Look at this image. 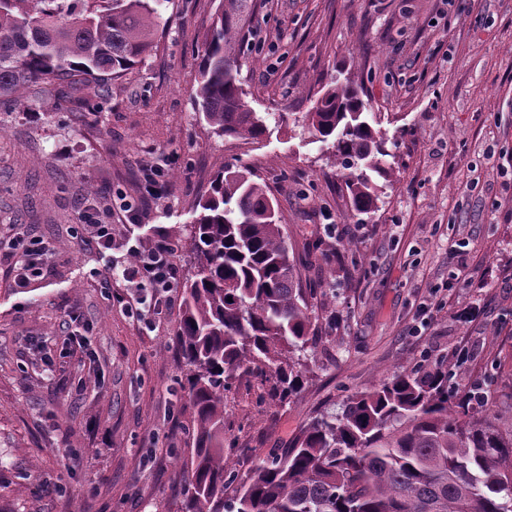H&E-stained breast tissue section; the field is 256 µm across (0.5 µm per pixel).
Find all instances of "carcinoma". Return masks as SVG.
Returning a JSON list of instances; mask_svg holds the SVG:
<instances>
[{
  "mask_svg": "<svg viewBox=\"0 0 512 512\" xmlns=\"http://www.w3.org/2000/svg\"><path fill=\"white\" fill-rule=\"evenodd\" d=\"M163 0H0V102L39 82L105 90L153 50ZM201 47L197 110L213 135L259 141L268 117L240 84L239 46L254 0H219ZM303 120L329 142L351 205L369 213L392 153L350 81ZM175 338L195 411L181 512H512V406L448 385V363L418 365L314 417L286 448L240 476L224 448V400L256 380L275 406L309 372L314 290L288 247L275 199L247 165L227 167L197 202Z\"/></svg>",
  "mask_w": 512,
  "mask_h": 512,
  "instance_id": "obj_1",
  "label": "carcinoma"
}]
</instances>
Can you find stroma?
Masks as SVG:
<instances>
[{
	"instance_id": "stroma-1",
	"label": "stroma",
	"mask_w": 512,
	"mask_h": 512,
	"mask_svg": "<svg viewBox=\"0 0 512 512\" xmlns=\"http://www.w3.org/2000/svg\"><path fill=\"white\" fill-rule=\"evenodd\" d=\"M219 0H165L157 47L107 96L67 82L0 105V233L51 243L52 268L15 293L0 264V512H179L173 456L189 459L194 413L181 307L152 325L107 296L97 273L159 231L183 262L195 204L224 167L250 164L275 197L315 289L311 373L286 407L241 384L225 447L248 470L350 394L429 359L450 382L512 403V0H257L240 79L258 112L308 111L335 79L363 90L397 142L376 209L355 212L330 149L302 125L257 142L211 134L195 106L199 51ZM175 171L113 250L86 249L80 216L135 197L141 169ZM335 225L332 234L323 233ZM467 283L448 285L450 274ZM434 303L413 334L421 303ZM479 307L462 323L460 307ZM474 359L453 363L460 345Z\"/></svg>"
}]
</instances>
